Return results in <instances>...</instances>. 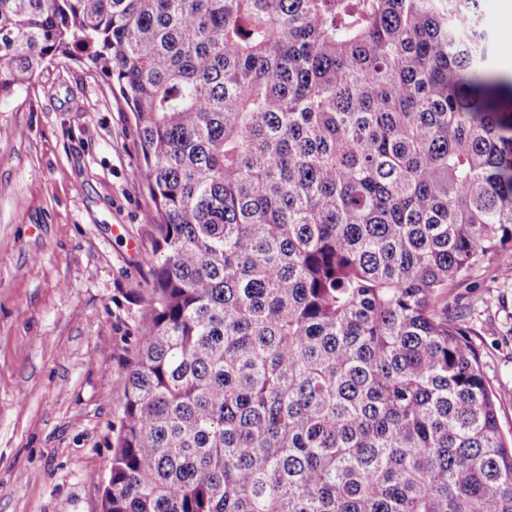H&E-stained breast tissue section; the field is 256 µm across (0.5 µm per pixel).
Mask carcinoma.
I'll return each mask as SVG.
<instances>
[{"label": "carcinoma", "instance_id": "obj_1", "mask_svg": "<svg viewBox=\"0 0 512 512\" xmlns=\"http://www.w3.org/2000/svg\"><path fill=\"white\" fill-rule=\"evenodd\" d=\"M481 0H0V97L116 80L153 203L102 512H512L444 295L512 253Z\"/></svg>", "mask_w": 512, "mask_h": 512}]
</instances>
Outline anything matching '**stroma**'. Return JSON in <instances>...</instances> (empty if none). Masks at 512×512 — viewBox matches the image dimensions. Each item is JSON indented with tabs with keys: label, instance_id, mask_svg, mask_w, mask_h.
Instances as JSON below:
<instances>
[{
	"label": "stroma",
	"instance_id": "35a3bbf8",
	"mask_svg": "<svg viewBox=\"0 0 512 512\" xmlns=\"http://www.w3.org/2000/svg\"><path fill=\"white\" fill-rule=\"evenodd\" d=\"M512 71L503 0H483ZM132 113L108 74L59 59L0 98V512H101L139 346L137 292L160 258ZM469 288L471 340L512 431V265Z\"/></svg>",
	"mask_w": 512,
	"mask_h": 512
}]
</instances>
